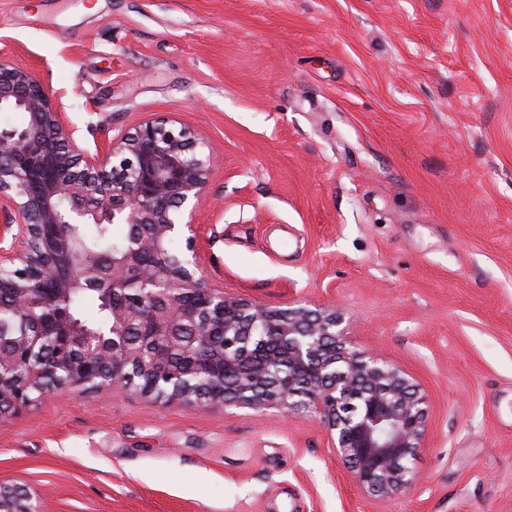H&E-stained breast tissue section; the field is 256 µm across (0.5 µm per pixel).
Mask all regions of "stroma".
I'll use <instances>...</instances> for the list:
<instances>
[{
  "instance_id": "35a3bbf8",
  "label": "stroma",
  "mask_w": 512,
  "mask_h": 512,
  "mask_svg": "<svg viewBox=\"0 0 512 512\" xmlns=\"http://www.w3.org/2000/svg\"><path fill=\"white\" fill-rule=\"evenodd\" d=\"M0 48L88 151L157 119L214 142L208 282L343 312L427 407L387 497L314 415L134 392L0 418L1 481L42 512H512V0H0Z\"/></svg>"
}]
</instances>
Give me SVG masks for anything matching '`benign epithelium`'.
<instances>
[{"label":"benign epithelium","mask_w":512,"mask_h":512,"mask_svg":"<svg viewBox=\"0 0 512 512\" xmlns=\"http://www.w3.org/2000/svg\"><path fill=\"white\" fill-rule=\"evenodd\" d=\"M0 294L21 331L0 341V416L34 395L135 390L208 408L277 406L316 414L352 482L374 496L415 481L425 395L399 367L354 347L342 315L271 310L229 297L202 274L194 212L215 164L213 144L187 126L148 121L95 153L82 149L60 99L0 50ZM81 224H125L120 250L90 246ZM10 244H5L6 235ZM186 236L170 257L164 244ZM81 291L106 295L97 330L71 312ZM0 512H42L27 489L0 481Z\"/></svg>","instance_id":"1"}]
</instances>
